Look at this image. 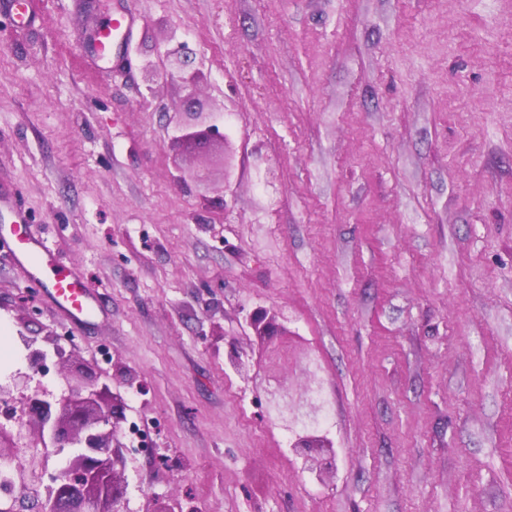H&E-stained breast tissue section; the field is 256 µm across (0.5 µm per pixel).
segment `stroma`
<instances>
[{
    "label": "stroma",
    "instance_id": "obj_1",
    "mask_svg": "<svg viewBox=\"0 0 512 512\" xmlns=\"http://www.w3.org/2000/svg\"><path fill=\"white\" fill-rule=\"evenodd\" d=\"M36 2L0 9V180L102 314L72 329L0 251V329L167 455L128 454L126 512H512V0H110L136 21L92 64L85 0ZM176 47L206 160L144 77ZM318 421L322 480L290 449ZM166 75L178 78L187 90L182 100V108L190 121L181 128V134L176 136L174 141L188 148H201L214 139H221L224 142L221 116L211 112L207 105L196 97V75L190 70L188 60L174 54ZM250 323L259 336L272 338L273 336L279 335V324L276 322L274 316L270 315L264 309L254 311L250 316ZM19 341L24 350V360L29 369L42 370L45 368L46 353L35 346L36 341L19 333Z\"/></svg>",
    "mask_w": 512,
    "mask_h": 512
}]
</instances>
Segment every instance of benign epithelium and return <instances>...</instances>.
<instances>
[{
    "instance_id": "benign-epithelium-1",
    "label": "benign epithelium",
    "mask_w": 512,
    "mask_h": 512,
    "mask_svg": "<svg viewBox=\"0 0 512 512\" xmlns=\"http://www.w3.org/2000/svg\"><path fill=\"white\" fill-rule=\"evenodd\" d=\"M167 76L187 90L182 108L189 121L175 142L201 148L224 139L221 116L195 95L196 75L188 60L174 56ZM250 323L260 336L279 335V324L264 309L254 311ZM19 341L28 368L44 369V350L22 333ZM60 375L68 390L60 397L31 388L25 371L0 381V404L16 405L28 426L24 435L25 425L13 430L0 423V484L23 490L21 496L1 494L0 512H123V444L117 439L123 403L107 402L97 381L80 367ZM291 448L319 476L334 468L336 451L324 434L298 435Z\"/></svg>"
}]
</instances>
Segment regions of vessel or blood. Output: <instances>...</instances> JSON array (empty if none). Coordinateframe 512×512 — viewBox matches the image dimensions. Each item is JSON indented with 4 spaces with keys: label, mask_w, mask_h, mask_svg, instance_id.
<instances>
[{
    "label": "vessel or blood",
    "mask_w": 512,
    "mask_h": 512,
    "mask_svg": "<svg viewBox=\"0 0 512 512\" xmlns=\"http://www.w3.org/2000/svg\"><path fill=\"white\" fill-rule=\"evenodd\" d=\"M134 22L130 13L96 21L81 34L85 54L91 58L111 54L114 44L126 38ZM30 227L28 212L15 193L0 186V248L10 253L26 281L39 288L64 321L80 327L97 318L100 308L95 287L66 265Z\"/></svg>",
    "instance_id": "obj_1"
}]
</instances>
